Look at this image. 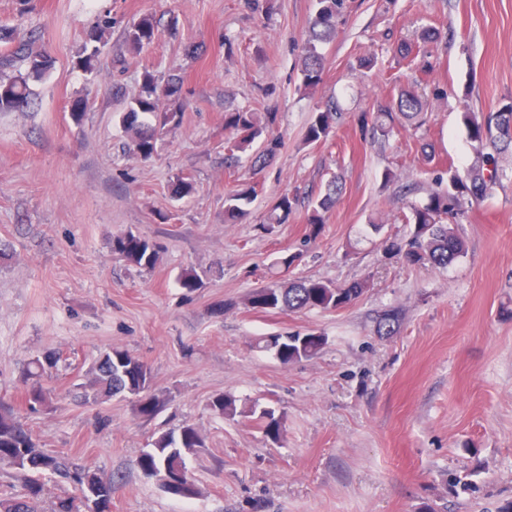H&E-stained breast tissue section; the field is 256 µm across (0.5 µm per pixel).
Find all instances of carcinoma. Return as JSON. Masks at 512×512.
Returning a JSON list of instances; mask_svg holds the SVG:
<instances>
[{
  "label": "carcinoma",
  "instance_id": "obj_1",
  "mask_svg": "<svg viewBox=\"0 0 512 512\" xmlns=\"http://www.w3.org/2000/svg\"><path fill=\"white\" fill-rule=\"evenodd\" d=\"M318 9L308 27V38L301 51V72L303 87L315 89L322 81L325 57L317 45L329 41L334 33L336 19L344 12L345 0H317ZM112 28L110 14H100L83 45L81 66L92 73L96 69L100 44ZM155 35V23L149 17L130 24L125 31V44L129 52L139 53L150 44ZM27 63L26 74L0 75V112L21 111L31 103L32 92L29 80L43 78L52 68L53 61L36 49L31 41L25 40L15 48L0 54V69L14 67L17 60ZM182 78L169 75L164 82L150 70L141 75V87L137 95L124 102L119 117L129 137V149L143 159L151 158L157 150L158 136L170 125H178L182 119L183 105L180 102ZM431 102L424 95L411 88H402L396 97L375 112H363L357 123L363 137L386 143L395 130L402 128L416 136V143L423 158H435L433 145L418 134L425 125L426 112ZM338 112L336 102L329 99L312 113L305 135L309 144L327 141L336 125ZM470 141L479 149L490 147L493 152L485 157V166L460 175L448 170L445 188L429 193L427 202L411 207L410 214L402 215L406 224L413 225L409 236L403 239L384 240L385 251L402 258L411 266L430 265L444 269L466 254L465 240L454 233L450 225L458 223L460 200L470 196L484 201L492 198L494 188L500 184L504 173L500 171L495 154L512 150V102L502 105L498 111L481 119L473 113L464 115ZM278 113H258L250 109H233L224 113V128L233 132L228 146L232 165L245 160L255 170L268 166L283 147L277 133ZM194 189L193 180L178 176L171 186L172 196L180 199ZM342 191V183L334 176L317 195L308 201L310 214L307 217L309 235L320 234L324 216L336 205ZM256 195V189L228 195L224 200V223L235 224L247 216L248 206ZM299 197L284 193L272 203L266 221L260 228L271 234L274 228L289 223ZM112 254L126 264L150 269L159 259L158 246L132 232L112 237ZM179 285L189 293L202 286V279L193 269H186L179 277ZM365 284L352 281L343 286H332L319 280H304L291 283L283 288H258L247 297V305L257 310L279 309L288 312L303 310H339L362 296ZM402 313L393 308L378 318V333L392 336L400 328ZM324 345V337L313 332L304 335L282 337L275 343L260 338V348L271 351L284 365L315 356ZM58 358L51 352L31 359L24 371V399L29 408L50 406L49 393L42 384L45 375L57 367ZM151 380L148 365L130 352L113 349L96 364L92 385L107 395L128 394L139 397L138 412L144 418L154 417L162 408L161 400L146 394ZM212 411L224 418L255 413L251 408H237L236 400L230 396L218 395L210 402ZM266 436L276 440L282 431V420L272 410H265L260 416ZM205 447V439L199 430L185 424L178 431L160 435L152 447L141 453L138 466L149 476L170 475L175 483H161L164 491L182 499H191L198 494L186 464V457ZM0 464L12 466L21 472H33L24 487V494L16 499L0 500V512H40L39 500L43 491L38 476L58 474L64 471V464L57 458L42 451L33 440L30 431L14 414L13 409L0 403ZM104 484L100 493L99 512H112L113 479L106 474H95Z\"/></svg>",
  "mask_w": 512,
  "mask_h": 512
}]
</instances>
